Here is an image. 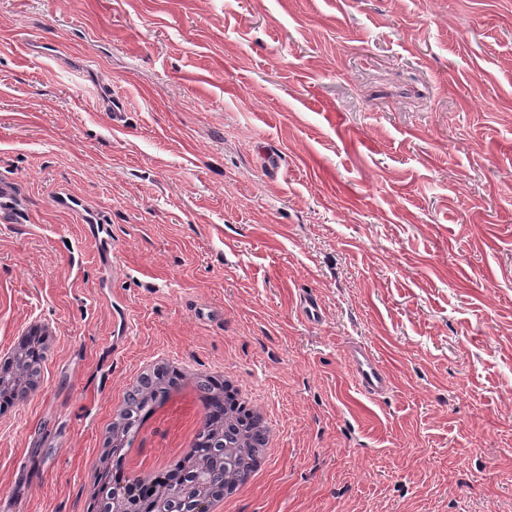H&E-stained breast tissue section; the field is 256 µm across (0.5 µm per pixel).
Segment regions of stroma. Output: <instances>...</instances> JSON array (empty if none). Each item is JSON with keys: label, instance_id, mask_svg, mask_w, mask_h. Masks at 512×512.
Segmentation results:
<instances>
[{"label": "stroma", "instance_id": "stroma-1", "mask_svg": "<svg viewBox=\"0 0 512 512\" xmlns=\"http://www.w3.org/2000/svg\"><path fill=\"white\" fill-rule=\"evenodd\" d=\"M0 179L26 219L0 221V346L57 334L0 412V512H88L99 434L158 353L238 373L275 418L235 512H512V0H0ZM353 341L386 396L356 391ZM190 425L162 421L145 464ZM37 334L40 336L42 334L47 336H54L52 328L47 323L37 319L33 320L27 327L18 332L17 338L10 348L5 350L1 349V360L21 359L23 354L26 353L24 341L27 339V336H35ZM349 364L355 387L361 395L378 399L390 391L389 373L367 344L359 342L351 345Z\"/></svg>", "mask_w": 512, "mask_h": 512}]
</instances>
